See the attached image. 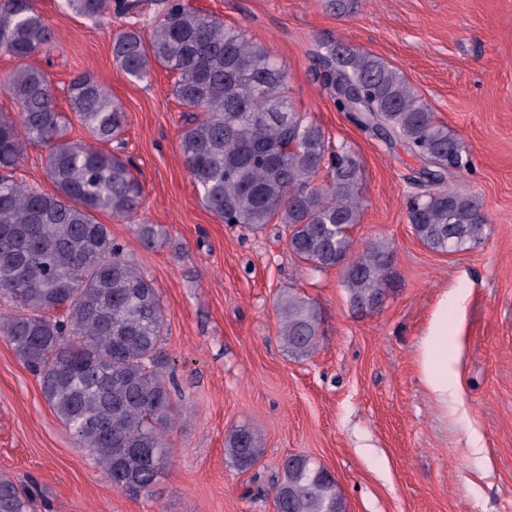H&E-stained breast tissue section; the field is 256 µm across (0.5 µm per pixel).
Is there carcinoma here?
Instances as JSON below:
<instances>
[{"label": "carcinoma", "instance_id": "cac0c4a2", "mask_svg": "<svg viewBox=\"0 0 512 512\" xmlns=\"http://www.w3.org/2000/svg\"><path fill=\"white\" fill-rule=\"evenodd\" d=\"M99 24L112 0H66ZM149 40L129 27L112 40V58L128 77L146 80L154 66L174 74L172 93L189 111L179 149L204 207L226 224L257 231L272 222L287 230L288 249L311 270H341L350 309L370 312L396 287L393 247L383 239L353 251L362 170L358 155L334 145L296 109L288 73L272 52L188 0H157ZM54 41L35 0H0V51L18 66L0 87L19 106L0 113V333L15 354L39 370L48 404L117 490L151 491L171 457L166 436L176 410L160 363L165 308L153 282L112 239L96 215L124 221L141 206L143 188L123 148L126 114L90 75L73 80L70 107L103 151L67 138L48 74L29 63ZM319 60L336 104L352 109L344 89L359 92L355 116L389 144L425 164L429 188L409 207L416 237L438 252L464 251L487 235L480 199L448 188L461 167L462 144L398 70L339 40L323 43ZM28 143L48 147V192L14 178ZM324 175V181L316 178ZM279 338L307 357L321 336L319 305L288 291L277 303ZM225 452L240 470L263 455L258 433L234 429ZM273 489L276 512H345L335 477L302 455L281 464ZM17 486L0 479V512H26Z\"/></svg>", "mask_w": 512, "mask_h": 512}]
</instances>
